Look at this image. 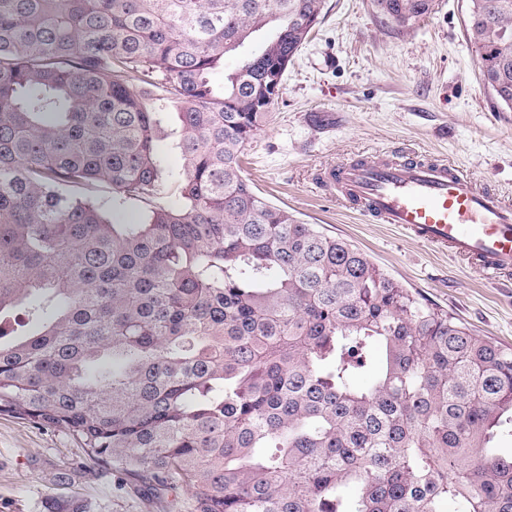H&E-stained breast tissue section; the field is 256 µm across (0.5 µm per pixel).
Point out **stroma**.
I'll use <instances>...</instances> for the list:
<instances>
[{"label": "stroma", "mask_w": 512, "mask_h": 512, "mask_svg": "<svg viewBox=\"0 0 512 512\" xmlns=\"http://www.w3.org/2000/svg\"><path fill=\"white\" fill-rule=\"evenodd\" d=\"M403 30L373 0H323L269 121L246 148L254 188L304 222L347 239L396 282L473 332L512 348V280L377 224L315 185L320 167L407 148L458 163L512 201V112H497L464 28L467 0H436ZM194 512L185 489L153 491L90 464L65 429L0 415V512Z\"/></svg>", "instance_id": "1"}]
</instances>
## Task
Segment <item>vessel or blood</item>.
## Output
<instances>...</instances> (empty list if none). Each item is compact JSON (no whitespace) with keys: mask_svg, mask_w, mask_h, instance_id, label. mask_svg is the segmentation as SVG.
<instances>
[{"mask_svg":"<svg viewBox=\"0 0 512 512\" xmlns=\"http://www.w3.org/2000/svg\"><path fill=\"white\" fill-rule=\"evenodd\" d=\"M317 185L487 276H512V203L448 159L389 153L320 168Z\"/></svg>","mask_w":512,"mask_h":512,"instance_id":"1","label":"vessel or blood"}]
</instances>
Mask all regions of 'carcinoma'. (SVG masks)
Returning a JSON list of instances; mask_svg holds the SVG:
<instances>
[{"instance_id": "obj_1", "label": "carcinoma", "mask_w": 512, "mask_h": 512, "mask_svg": "<svg viewBox=\"0 0 512 512\" xmlns=\"http://www.w3.org/2000/svg\"><path fill=\"white\" fill-rule=\"evenodd\" d=\"M321 3L0 0V415L177 482L195 512H512V348L242 174ZM435 5L375 0L402 29ZM503 28L512 0H468L512 112ZM130 203L147 210L125 224Z\"/></svg>"}]
</instances>
